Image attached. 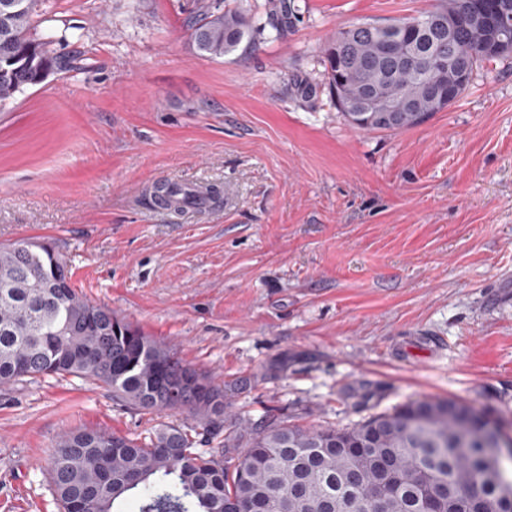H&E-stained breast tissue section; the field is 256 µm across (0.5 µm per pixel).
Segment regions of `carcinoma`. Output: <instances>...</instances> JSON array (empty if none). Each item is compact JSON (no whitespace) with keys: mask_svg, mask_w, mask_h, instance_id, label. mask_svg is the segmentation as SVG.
Returning <instances> with one entry per match:
<instances>
[{"mask_svg":"<svg viewBox=\"0 0 512 512\" xmlns=\"http://www.w3.org/2000/svg\"><path fill=\"white\" fill-rule=\"evenodd\" d=\"M39 0H0V102L56 66L31 37ZM275 29L282 0H266ZM191 23L197 51L232 54L251 28L243 8ZM512 56V0H437L419 16L360 21L335 32L324 65L337 111L368 132L414 128L464 95L474 70ZM21 239L0 246V384L73 376L141 410L181 413L224 436L199 450L186 427L139 441L69 432L50 462L61 512H512V453L494 463L482 428L503 424L453 399L409 400L345 429L291 425L269 413L228 421L233 390L71 282L67 259Z\"/></svg>","mask_w":512,"mask_h":512,"instance_id":"cac0c4a2","label":"carcinoma"}]
</instances>
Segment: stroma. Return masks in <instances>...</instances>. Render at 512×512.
<instances>
[{
  "label": "stroma",
  "mask_w": 512,
  "mask_h": 512,
  "mask_svg": "<svg viewBox=\"0 0 512 512\" xmlns=\"http://www.w3.org/2000/svg\"><path fill=\"white\" fill-rule=\"evenodd\" d=\"M295 2L278 38L265 0H210L254 16L211 59L197 0H41L31 34L59 67L0 103V246L51 242L87 298L216 382L250 378L236 418L346 428L454 398L512 435V58L418 127L363 132L326 42L436 0ZM159 180L224 203L169 216L142 201ZM183 421L73 376L0 386V512H61L49 467L70 431Z\"/></svg>",
  "instance_id": "stroma-1"
}]
</instances>
